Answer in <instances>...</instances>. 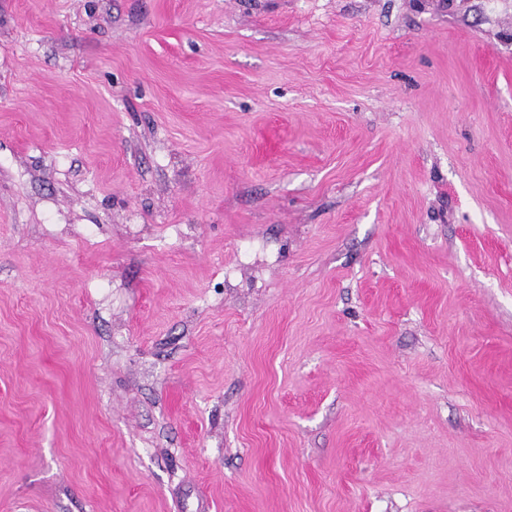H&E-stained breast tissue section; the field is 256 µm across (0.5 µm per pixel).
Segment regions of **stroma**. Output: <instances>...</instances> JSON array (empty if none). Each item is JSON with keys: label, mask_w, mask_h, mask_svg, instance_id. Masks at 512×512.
Masks as SVG:
<instances>
[{"label": "stroma", "mask_w": 512, "mask_h": 512, "mask_svg": "<svg viewBox=\"0 0 512 512\" xmlns=\"http://www.w3.org/2000/svg\"><path fill=\"white\" fill-rule=\"evenodd\" d=\"M0 512H512V0H0Z\"/></svg>", "instance_id": "obj_1"}]
</instances>
